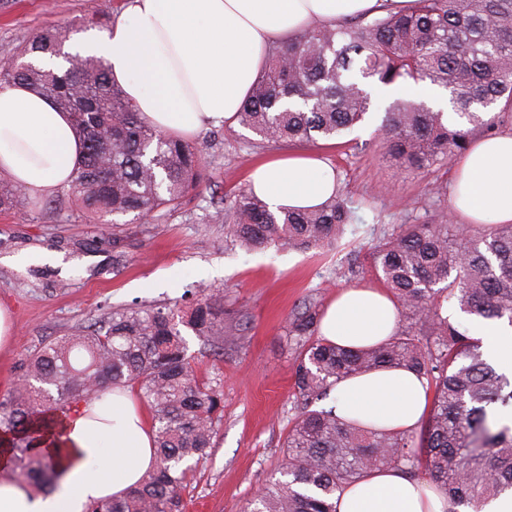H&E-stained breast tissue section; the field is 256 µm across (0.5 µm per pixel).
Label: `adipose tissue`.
Returning a JSON list of instances; mask_svg holds the SVG:
<instances>
[{
	"instance_id": "ef3b65f1",
	"label": "adipose tissue",
	"mask_w": 512,
	"mask_h": 512,
	"mask_svg": "<svg viewBox=\"0 0 512 512\" xmlns=\"http://www.w3.org/2000/svg\"><path fill=\"white\" fill-rule=\"evenodd\" d=\"M397 10L412 0H132L129 18L76 44L109 67L114 84L155 128L184 139L204 126L233 121L258 79L269 47L317 25L370 15L382 2ZM83 156L68 113L17 85L0 90V172L27 192L68 187ZM271 209L306 208L337 189L318 154L274 156L247 176ZM452 207L468 224L512 223V131L475 138L455 167ZM397 310L383 288L341 290L324 310L322 338L365 346L391 336ZM336 412L371 428L417 427L430 408L426 380L405 368H381L336 386ZM45 453L57 480L42 494L11 473L0 455V512H88L122 498L155 465L147 413L128 389L81 404ZM336 512H450L436 484L391 468L368 471L337 492Z\"/></svg>"
}]
</instances>
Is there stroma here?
Listing matches in <instances>:
<instances>
[{"label":"stroma","mask_w":512,"mask_h":512,"mask_svg":"<svg viewBox=\"0 0 512 512\" xmlns=\"http://www.w3.org/2000/svg\"><path fill=\"white\" fill-rule=\"evenodd\" d=\"M129 0H0V59L12 58L42 31L69 30L71 39L107 30ZM423 99L419 84L372 88L373 113L354 141L321 146L342 190L354 202L361 230L340 249L315 254L287 247L246 251L226 239L212 215L226 194L245 184L250 165L294 151L265 143L238 123L200 131L199 186L179 209L137 219L126 216L112 241L72 205L68 190L0 211V304L13 314V342L0 351V398L21 383L20 363L45 340L64 336L116 309L167 303L192 305L200 289L224 291L227 316L246 312L245 336L223 361L196 353L203 377H220L224 414L208 459L188 471L185 512H241L284 459L294 409L290 312L311 300L325 307L343 288L376 285L372 249L398 224L429 223L451 200L431 192L451 184L454 167L397 171L386 162L380 129L391 98Z\"/></svg>","instance_id":"stroma-1"}]
</instances>
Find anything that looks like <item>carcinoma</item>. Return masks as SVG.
I'll use <instances>...</instances> for the list:
<instances>
[{
  "instance_id": "obj_1",
  "label": "carcinoma",
  "mask_w": 512,
  "mask_h": 512,
  "mask_svg": "<svg viewBox=\"0 0 512 512\" xmlns=\"http://www.w3.org/2000/svg\"><path fill=\"white\" fill-rule=\"evenodd\" d=\"M68 32L39 34L0 64V85H23L72 115L83 159L70 189L93 224L112 236L106 217L174 210L199 185L201 150L148 124L110 77L105 63L62 54ZM64 55L66 67L37 60ZM384 86L428 82L450 91L456 118L414 99L393 100L382 130L399 169L440 168L465 154L474 130L492 125L497 108L512 111V0H415L408 13L315 26L272 48L265 71L237 121L267 143L319 140L338 148L372 110L364 81ZM24 188L0 175V211L13 210ZM214 221L248 250L286 245L320 251L356 230L353 202L338 191L312 209L273 211L239 188ZM377 278L398 304V329L387 341L348 349L319 336L313 302L288 316L295 345L296 413L284 440L281 477L243 512H335L336 493L380 467L409 475L427 467L456 506L512 494V424L494 409H512V379L497 371L481 339L441 316L460 311L512 327V224H456L448 213L429 224H399L374 246ZM242 313L224 318V290L211 289L188 310L119 309L27 355L28 387L0 399V432L23 480L36 491L55 471L38 448L92 395L114 386L139 389L153 410L157 463L140 486L91 512H183L184 479L208 456L224 413L221 379L197 375L187 333L204 352L224 358L247 330ZM412 369L433 390L420 429L366 428L336 406L316 408L345 379L377 368Z\"/></svg>"
}]
</instances>
